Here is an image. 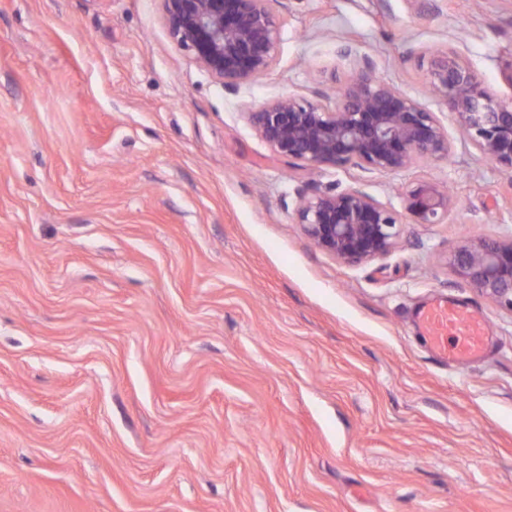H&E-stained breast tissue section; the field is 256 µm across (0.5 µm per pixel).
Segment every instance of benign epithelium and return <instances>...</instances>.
Listing matches in <instances>:
<instances>
[{
	"label": "benign epithelium",
	"mask_w": 512,
	"mask_h": 512,
	"mask_svg": "<svg viewBox=\"0 0 512 512\" xmlns=\"http://www.w3.org/2000/svg\"><path fill=\"white\" fill-rule=\"evenodd\" d=\"M170 37L193 60L235 89L266 73L276 58L278 22L274 0H162ZM339 56L353 72L332 108L325 94L282 96L249 118L279 156L307 168L354 166L398 172L448 156V131L435 113L372 74L367 57L351 48ZM431 91L452 112L460 132L488 161L512 171V97L501 99L455 53L430 59ZM457 207L448 189L431 182L406 194V210L420 224H440ZM296 223L320 251L357 267L387 256L401 235L397 212L359 186L340 192L299 194ZM458 275L489 300L512 309V238H475L449 249Z\"/></svg>",
	"instance_id": "benign-epithelium-1"
}]
</instances>
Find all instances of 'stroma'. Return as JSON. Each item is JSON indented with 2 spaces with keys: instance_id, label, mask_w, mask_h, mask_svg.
Wrapping results in <instances>:
<instances>
[{
  "instance_id": "1",
  "label": "stroma",
  "mask_w": 512,
  "mask_h": 512,
  "mask_svg": "<svg viewBox=\"0 0 512 512\" xmlns=\"http://www.w3.org/2000/svg\"><path fill=\"white\" fill-rule=\"evenodd\" d=\"M276 59L230 92L162 0H0V512H512V309L449 243L512 236V172L429 92L451 49L512 96V0H276ZM435 112L448 157L395 173L276 155L248 114L341 87V46ZM422 182L458 207L404 210ZM399 211L350 267L295 219L307 186ZM474 308L471 363L418 309ZM448 189L431 182L418 184L406 194V210L420 224H440L457 207Z\"/></svg>"
}]
</instances>
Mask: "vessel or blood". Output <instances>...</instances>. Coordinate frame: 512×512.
Masks as SVG:
<instances>
[{
    "instance_id": "1",
    "label": "vessel or blood",
    "mask_w": 512,
    "mask_h": 512,
    "mask_svg": "<svg viewBox=\"0 0 512 512\" xmlns=\"http://www.w3.org/2000/svg\"><path fill=\"white\" fill-rule=\"evenodd\" d=\"M423 337L439 357L467 361L484 349L487 329L471 308L435 301L417 315Z\"/></svg>"
}]
</instances>
